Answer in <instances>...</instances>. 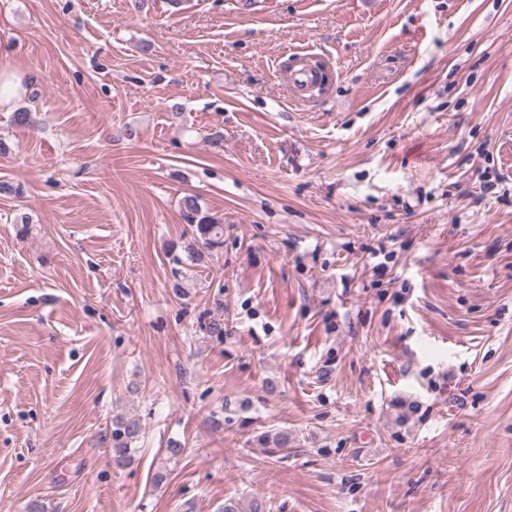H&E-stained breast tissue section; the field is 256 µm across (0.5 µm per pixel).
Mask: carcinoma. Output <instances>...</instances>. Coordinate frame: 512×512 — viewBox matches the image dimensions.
Instances as JSON below:
<instances>
[{
    "instance_id": "obj_1",
    "label": "carcinoma",
    "mask_w": 512,
    "mask_h": 512,
    "mask_svg": "<svg viewBox=\"0 0 512 512\" xmlns=\"http://www.w3.org/2000/svg\"><path fill=\"white\" fill-rule=\"evenodd\" d=\"M181 208L188 217L190 231L186 232L180 247H171L172 261L189 270L201 265L205 258L224 246V224L202 212L198 197L187 194L181 199ZM139 420L117 416L112 421V451L116 465L131 460L133 443L139 438Z\"/></svg>"
}]
</instances>
